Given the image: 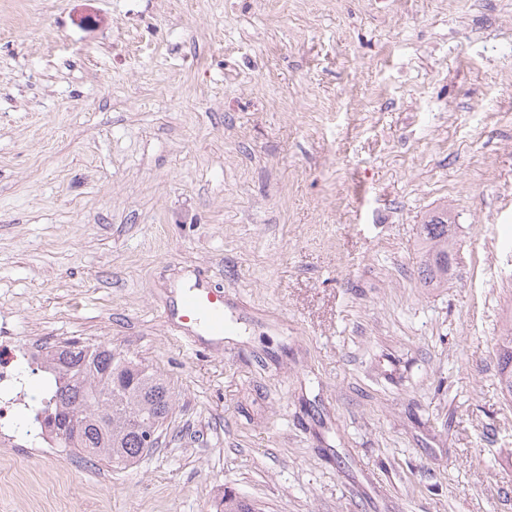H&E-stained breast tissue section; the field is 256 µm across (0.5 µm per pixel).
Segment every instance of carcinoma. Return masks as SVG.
<instances>
[{
    "instance_id": "cac0c4a2",
    "label": "carcinoma",
    "mask_w": 512,
    "mask_h": 512,
    "mask_svg": "<svg viewBox=\"0 0 512 512\" xmlns=\"http://www.w3.org/2000/svg\"><path fill=\"white\" fill-rule=\"evenodd\" d=\"M458 224L448 208L429 214L420 225V282L448 286ZM498 384L512 401V323L497 337ZM58 383L43 401L56 447L126 469L143 455L146 439H159L173 407L167 382L141 362L107 344H67ZM216 512H262L254 502L224 494Z\"/></svg>"
}]
</instances>
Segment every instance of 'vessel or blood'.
Returning <instances> with one entry per match:
<instances>
[{
    "label": "vessel or blood",
    "instance_id": "vessel-or-blood-1",
    "mask_svg": "<svg viewBox=\"0 0 512 512\" xmlns=\"http://www.w3.org/2000/svg\"><path fill=\"white\" fill-rule=\"evenodd\" d=\"M173 315L182 325L194 326L201 336H221L230 331L222 293L201 280L185 287Z\"/></svg>",
    "mask_w": 512,
    "mask_h": 512
}]
</instances>
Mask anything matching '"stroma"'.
<instances>
[{
	"instance_id": "stroma-1",
	"label": "stroma",
	"mask_w": 512,
	"mask_h": 512,
	"mask_svg": "<svg viewBox=\"0 0 512 512\" xmlns=\"http://www.w3.org/2000/svg\"><path fill=\"white\" fill-rule=\"evenodd\" d=\"M0 314L175 399L125 470L0 447V512H512V0H0ZM458 224L448 206L429 214L420 225L419 267L420 282L424 288H444L452 270V251L457 236ZM173 315L182 325H193L197 335L224 336L231 332L224 316V295L202 280L185 287ZM498 346V384L501 393L512 402V323L509 318L506 328L496 339Z\"/></svg>"
}]
</instances>
